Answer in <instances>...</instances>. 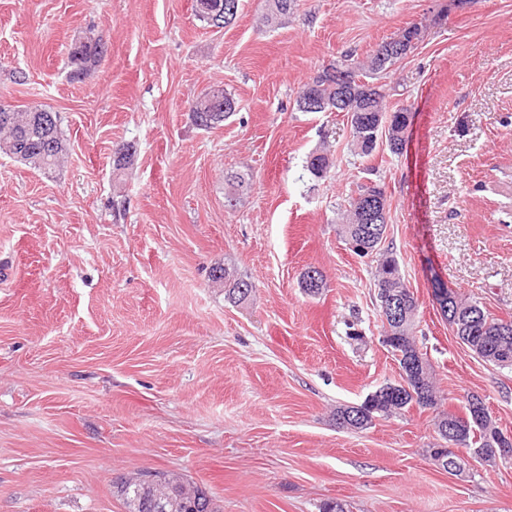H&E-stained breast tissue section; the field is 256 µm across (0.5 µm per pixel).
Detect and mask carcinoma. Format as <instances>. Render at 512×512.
Here are the masks:
<instances>
[{"label":"carcinoma","instance_id":"cac0c4a2","mask_svg":"<svg viewBox=\"0 0 512 512\" xmlns=\"http://www.w3.org/2000/svg\"><path fill=\"white\" fill-rule=\"evenodd\" d=\"M232 2L234 11L224 13V25H230L237 17L240 0H194L193 9L198 19L207 21L208 11L221 3ZM295 7V0H265V16L268 20H277L289 14ZM417 35L416 29H402L393 37L382 42L378 50H386L387 62L383 66L376 65L375 59L370 57L362 62L341 63L340 67L348 73L365 79L364 94L361 103L355 105L351 115L353 140L359 154L370 157L374 149L370 146L372 140V127L383 118H388L387 146L391 153L399 154L405 142V130L410 109L406 106H393L387 104V95L383 86L375 83L380 73L388 70L398 61L405 58L400 49L407 47L411 38ZM103 56L96 40L88 38L82 44V49L70 53V63L75 66L72 77L83 76ZM307 97H317L326 101L327 106L335 105L338 91L334 86H326L317 80H312L302 87L297 98V109L307 111L303 101ZM191 119L202 129L210 125L199 122V119L209 115L219 107L224 109L222 115L229 118L236 111V101L224 90L212 89L203 95L188 102ZM66 147L58 128V122H46L44 113L31 110H19L0 115V153H3L18 162L33 169L49 170L55 167ZM332 161L326 152L315 151L308 156L306 168L316 177H324L330 170ZM251 180L242 174L228 172L224 175V206L232 209L237 206L240 199L251 192ZM381 189L383 185L378 182L365 183L357 187V197H349L346 207V222L338 225V234L345 242L353 241L364 255L378 256L375 274V306L382 311L384 295L398 293L405 300L404 322L395 324L389 319H382L383 331L390 335L392 353L396 356L399 367H404L408 361H418V370L414 373V387L422 389L426 398L414 401L402 396L401 383H387L378 388V394L373 403L363 401L361 406H373V418L363 422L358 419L360 410L354 406L340 407L336 410V420L341 427L351 425L357 430H365L373 424L376 417L389 418L407 409L412 404L422 408H437L441 403V395L431 374L428 359L421 353L415 338V318L418 311V301L405 282L399 267L398 260L393 252L384 248L387 237L390 210H385L380 223L374 226V233H365L364 224V196ZM216 281H224V294L228 301L234 304L245 302L253 290V284L246 278L239 276L233 268L219 269L213 275ZM444 319L452 328L454 335L463 343L470 346L477 344H490L493 347L491 354L485 356V361L499 367L512 368V333L495 338L484 335L481 330L487 323L503 322V319L492 315L489 310L478 301H468L453 293V298L446 307ZM460 445L465 448L486 449L487 461L493 462L501 455V451L491 449L485 434L469 432L460 438ZM121 495L126 501L128 512H156L155 500L165 498L168 512H217L213 507L212 499L202 488L183 484L179 488H171L162 483H146L134 478L126 481L120 488Z\"/></svg>","mask_w":512,"mask_h":512}]
</instances>
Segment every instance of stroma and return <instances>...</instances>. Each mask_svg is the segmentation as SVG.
I'll list each match as a JSON object with an SVG mask.
<instances>
[{
	"label": "stroma",
	"mask_w": 512,
	"mask_h": 512,
	"mask_svg": "<svg viewBox=\"0 0 512 512\" xmlns=\"http://www.w3.org/2000/svg\"><path fill=\"white\" fill-rule=\"evenodd\" d=\"M263 9L241 0L215 28L193 0H0V99L56 112L67 148L52 170L0 155V512H128L118 485L142 470L219 512H512V458L448 475L434 410L336 423L399 379L376 262L337 234L371 179L443 410L474 394L512 432V369L453 335L431 283L512 318V0H297L269 27ZM414 22L423 41L381 79L412 112L401 153L361 157L347 113L298 111L322 69ZM97 35L106 55L71 78ZM214 86L237 110L203 130L187 102ZM228 170L253 182L231 210ZM225 265L253 282L246 303L213 282Z\"/></svg>",
	"instance_id": "1"
}]
</instances>
